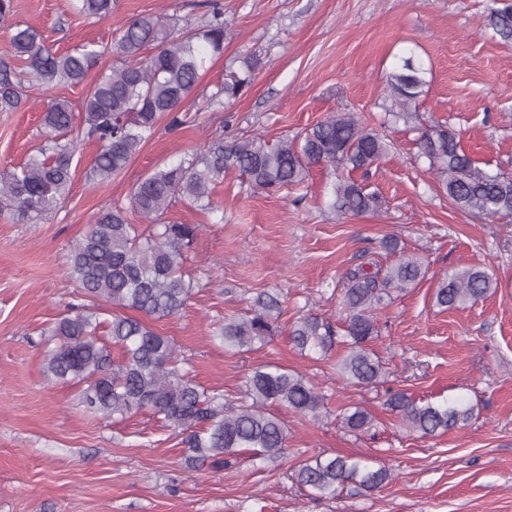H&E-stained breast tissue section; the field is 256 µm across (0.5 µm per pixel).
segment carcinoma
<instances>
[{"label": "carcinoma", "mask_w": 512, "mask_h": 512, "mask_svg": "<svg viewBox=\"0 0 512 512\" xmlns=\"http://www.w3.org/2000/svg\"><path fill=\"white\" fill-rule=\"evenodd\" d=\"M74 8L88 19L105 20L112 15V0H76ZM13 15V0H0V27L14 30L10 59L0 58L3 112L16 109L24 99L12 61L24 62L38 85L50 90L82 83L101 56L93 43L64 54L51 52L35 29L10 23ZM485 28L501 41L512 42V4L490 9ZM227 33L224 13L217 5L206 25L181 33L155 16L127 20L112 46L119 65L90 87L82 111L72 112L65 101L48 102L44 125L49 144L0 181V206L35 219L66 200L78 142L63 143L61 138L76 123L98 143L90 176L100 184L109 183L152 138L159 120L169 119L171 127L184 123L180 107L198 84L206 57L224 52ZM150 46L155 52L143 55ZM256 67V62L247 60L242 73L229 72L208 105L221 106L224 100L237 98L251 84ZM424 74L414 56L402 58L386 87L389 114L406 123L416 118L412 107L424 94ZM417 147L420 156L437 166L439 185L454 206L482 218H512V174L479 167L456 133L444 126L421 131ZM387 152L388 144L377 130L352 112H338L299 136L275 143L260 133L229 140L219 136L187 165L149 174L135 186L130 209L115 205L96 214L84 236L72 245L69 274L91 304L75 307L51 330L55 346L45 351L44 376L81 387L80 403L91 413L123 420L147 412L181 430L194 468L220 471L232 457L247 451L263 460L287 458L285 424L268 407L280 405L298 417L315 419L325 408L324 395L309 378L273 364L244 376L235 404L224 402L223 392L205 390L194 381L182 367L184 359L174 344L149 324L176 315L194 288L193 279H185V265L198 226L167 224L163 218L178 197L210 206L212 184L229 173L237 172L252 187L270 191L302 183L316 165L336 174L331 203L336 213L376 211L378 194L350 173L370 169ZM129 211L139 223H130ZM425 274L424 263L413 255L387 267L374 263L370 269L360 266L347 272L343 325L309 314L293 324V344L303 352L320 354L342 344L340 372L346 383H381L384 362L372 346L380 334L375 311L393 293L416 287ZM496 288L497 281L485 270L470 267L448 275L436 289L435 300L440 307L454 309L481 300ZM102 304L125 313L102 320L95 310ZM282 312L278 295L267 293L256 299L251 315L224 319L213 336L227 349L262 347L277 331ZM385 405L424 436L460 429L474 416L473 406L462 399L435 404L416 401L404 391H387ZM372 421L360 407L342 413L343 427L351 431H362ZM293 477L312 495L323 497L350 484L363 493L377 491L391 473L383 467L374 470L358 459L318 454L300 461Z\"/></svg>", "instance_id": "carcinoma-1"}]
</instances>
